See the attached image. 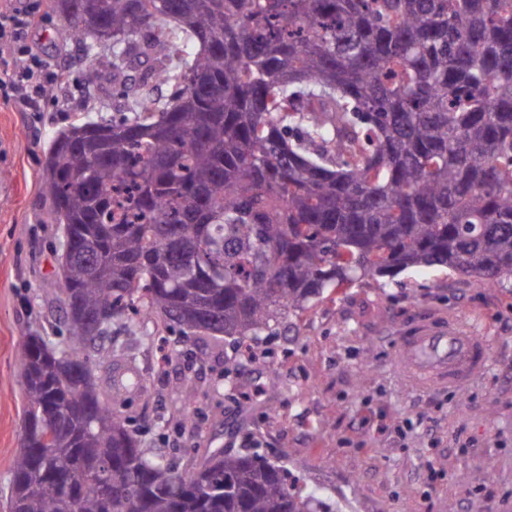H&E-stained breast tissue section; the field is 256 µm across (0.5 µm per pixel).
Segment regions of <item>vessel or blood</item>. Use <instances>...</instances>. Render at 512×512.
<instances>
[{"mask_svg":"<svg viewBox=\"0 0 512 512\" xmlns=\"http://www.w3.org/2000/svg\"><path fill=\"white\" fill-rule=\"evenodd\" d=\"M490 350L489 338L467 318L434 310L398 331L391 363L410 389L458 390L487 373Z\"/></svg>","mask_w":512,"mask_h":512,"instance_id":"b4317fda","label":"vessel or blood"}]
</instances>
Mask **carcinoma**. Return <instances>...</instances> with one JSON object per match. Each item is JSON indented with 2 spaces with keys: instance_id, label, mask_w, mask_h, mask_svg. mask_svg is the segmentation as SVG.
I'll return each mask as SVG.
<instances>
[{
  "instance_id": "cac0c4a2",
  "label": "carcinoma",
  "mask_w": 512,
  "mask_h": 512,
  "mask_svg": "<svg viewBox=\"0 0 512 512\" xmlns=\"http://www.w3.org/2000/svg\"><path fill=\"white\" fill-rule=\"evenodd\" d=\"M50 6L122 104L46 157L43 194L70 239L68 341L22 336L9 512H312L262 457L214 452L200 468L140 447L119 412L129 383L108 395L94 380L112 327L139 315L236 343L411 268L506 287L512 0ZM149 81L167 95L145 100ZM104 308L112 325L90 346Z\"/></svg>"
}]
</instances>
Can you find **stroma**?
Here are the masks:
<instances>
[{
    "mask_svg": "<svg viewBox=\"0 0 512 512\" xmlns=\"http://www.w3.org/2000/svg\"><path fill=\"white\" fill-rule=\"evenodd\" d=\"M29 44L69 72L40 111L0 98V512L22 441L21 340L53 345L62 315V235L42 195L50 139L93 106L117 112L67 23L47 13ZM446 309L491 341L486 375L462 390L419 393L399 383L391 354L399 329ZM111 367L134 368L140 388L122 407L143 447L196 464L208 451L254 452L288 468L303 495L329 512H512V290L445 269H409L325 292L290 312L272 341L218 342L144 321L112 330ZM195 393L193 419L181 410Z\"/></svg>",
    "mask_w": 512,
    "mask_h": 512,
    "instance_id": "35a3bbf8",
    "label": "stroma"
}]
</instances>
